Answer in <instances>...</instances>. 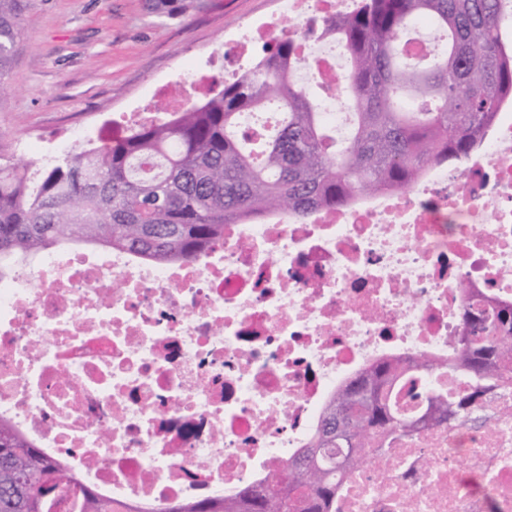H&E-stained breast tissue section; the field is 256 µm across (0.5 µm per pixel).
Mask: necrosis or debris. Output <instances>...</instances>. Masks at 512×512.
Here are the masks:
<instances>
[{"instance_id":"necrosis-or-debris-1","label":"necrosis or debris","mask_w":512,"mask_h":512,"mask_svg":"<svg viewBox=\"0 0 512 512\" xmlns=\"http://www.w3.org/2000/svg\"><path fill=\"white\" fill-rule=\"evenodd\" d=\"M352 0H279L225 41L240 57L285 25ZM297 79L330 88L347 55L304 43ZM512 305V106L456 167L411 189L297 219L229 224L199 260L152 263L120 249L37 254L0 280V420L81 490L143 512L232 498L304 448L336 390L369 365L424 357L428 390L460 393L447 368L466 301ZM489 427L397 439L339 478L334 512H512V391Z\"/></svg>"}]
</instances>
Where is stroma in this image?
I'll return each mask as SVG.
<instances>
[{
	"mask_svg": "<svg viewBox=\"0 0 512 512\" xmlns=\"http://www.w3.org/2000/svg\"><path fill=\"white\" fill-rule=\"evenodd\" d=\"M29 0L0 94V157H53L80 132L97 143L158 87L198 70L215 78L226 35L274 13L277 0Z\"/></svg>",
	"mask_w": 512,
	"mask_h": 512,
	"instance_id": "obj_1",
	"label": "stroma"
}]
</instances>
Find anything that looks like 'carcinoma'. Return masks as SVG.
I'll return each instance as SVG.
<instances>
[{
    "instance_id": "1",
    "label": "carcinoma",
    "mask_w": 512,
    "mask_h": 512,
    "mask_svg": "<svg viewBox=\"0 0 512 512\" xmlns=\"http://www.w3.org/2000/svg\"><path fill=\"white\" fill-rule=\"evenodd\" d=\"M25 0H0V86L21 35ZM500 0H357L354 10L313 20L304 36L334 37L348 68L339 102L351 128L332 137L320 97L295 77L299 33L284 30L232 77L209 84L180 112L142 122L100 145L87 144L39 166L0 162V279L13 265L62 245L132 251L157 262L192 261L224 239V226L286 211L297 218L346 205L386 188L412 187L423 168L461 163L512 103V45L501 37ZM427 20L444 49L414 57L405 43ZM245 112H276L273 129H241ZM457 357L448 365L471 377L450 398L427 395L406 419L392 395L419 376L380 361L344 383L327 404L312 447L280 473L231 499L200 498L164 512H332L336 475L358 467L369 450L431 421L474 420L484 395L512 382V306L467 304ZM367 406L345 423L336 463V408ZM73 477L0 422V512H48L46 481ZM81 512H141L88 495Z\"/></svg>"
}]
</instances>
